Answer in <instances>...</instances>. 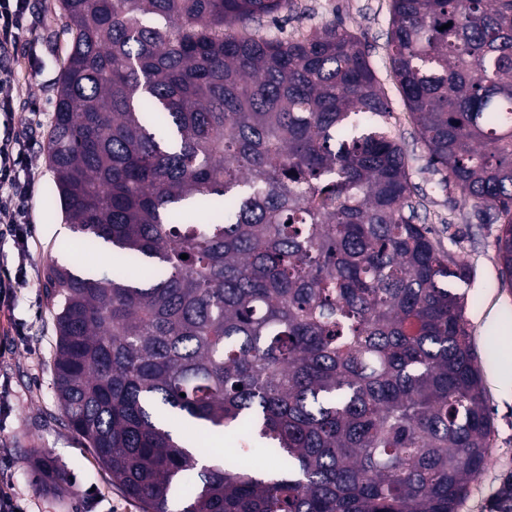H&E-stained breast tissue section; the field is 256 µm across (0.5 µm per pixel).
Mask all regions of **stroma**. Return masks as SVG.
<instances>
[{
    "label": "stroma",
    "instance_id": "1",
    "mask_svg": "<svg viewBox=\"0 0 512 512\" xmlns=\"http://www.w3.org/2000/svg\"><path fill=\"white\" fill-rule=\"evenodd\" d=\"M59 0H29L33 23L22 33L23 47L11 58L23 88L14 116L0 112V130L16 118L36 126L25 153L33 176L26 211L27 243L0 235V273L17 275L19 284L0 304V490L20 498L27 512H141L138 502L112 484L84 441L65 427L53 393L51 357L56 343L52 306L43 275L54 260L74 270L103 267L101 256H88L82 238L65 223L54 174L46 154L56 90L70 50L66 35H51L59 23ZM391 0H294L291 12L263 28L282 37H298L337 18L368 46L369 61L391 108L387 126L401 143L408 173L423 204L428 223L455 224V250L471 267L469 283L459 284L468 299V330L478 354L485 394L493 413L488 459L471 482L457 512H493V498L512 483V368L504 348L512 345V287L503 284L493 246L496 227L484 223L478 208L458 195L437 189L427 152L415 134L387 56ZM48 454L70 475L69 487L52 492L41 486L34 456Z\"/></svg>",
    "mask_w": 512,
    "mask_h": 512
}]
</instances>
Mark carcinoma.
Segmentation results:
<instances>
[{
    "label": "carcinoma",
    "mask_w": 512,
    "mask_h": 512,
    "mask_svg": "<svg viewBox=\"0 0 512 512\" xmlns=\"http://www.w3.org/2000/svg\"><path fill=\"white\" fill-rule=\"evenodd\" d=\"M292 4L60 0L47 157L112 264L47 266L57 405L142 512H456L492 435L450 287L470 268L421 222L362 39L257 28ZM387 52L436 187L500 225L512 283V0H391ZM178 415L275 468L200 462Z\"/></svg>",
    "instance_id": "1"
}]
</instances>
